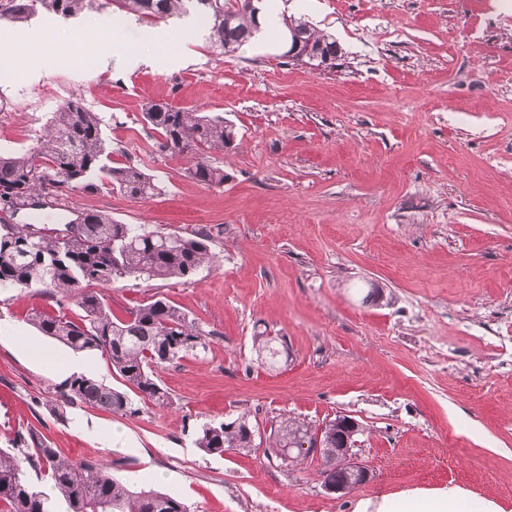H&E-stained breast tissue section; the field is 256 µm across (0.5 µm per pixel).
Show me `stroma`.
<instances>
[{"mask_svg":"<svg viewBox=\"0 0 512 512\" xmlns=\"http://www.w3.org/2000/svg\"><path fill=\"white\" fill-rule=\"evenodd\" d=\"M331 33L334 65L283 63L282 29L212 52L188 16L122 23L119 11L0 24V153L27 151L77 97L102 120L112 163L161 188L109 189L69 207L124 224L210 230L216 269L188 283L129 279L116 315L163 297L209 331L205 353L159 369L173 403L121 416L50 414L71 349L42 336L36 288H0V448L40 430L70 460L103 457L135 488L177 492L192 512H377L383 497L459 487L512 512V0H283ZM120 29H113L114 21ZM150 50L151 65L134 64ZM195 107L239 135L223 187L158 150L148 103ZM379 290L362 301L358 290ZM284 337L287 364H258L252 335ZM364 427L374 478L326 494L317 465L262 451L208 453L203 424L284 416Z\"/></svg>","mask_w":512,"mask_h":512,"instance_id":"stroma-1","label":"stroma"}]
</instances>
